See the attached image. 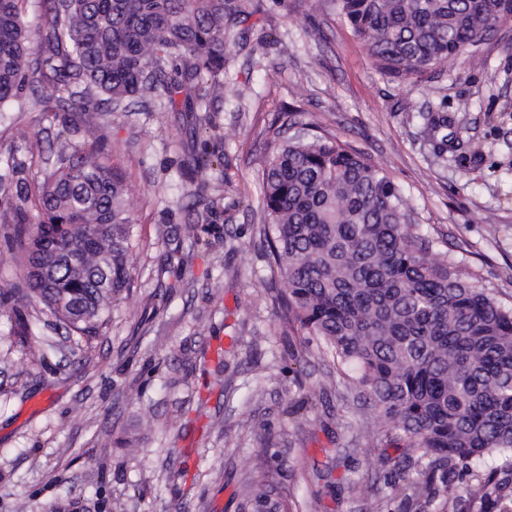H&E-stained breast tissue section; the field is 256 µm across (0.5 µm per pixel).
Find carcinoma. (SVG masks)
<instances>
[{"mask_svg":"<svg viewBox=\"0 0 512 512\" xmlns=\"http://www.w3.org/2000/svg\"><path fill=\"white\" fill-rule=\"evenodd\" d=\"M376 67L407 82L463 55L512 22V0H332ZM45 21L31 30L32 6ZM233 0H0V121L31 103L61 126L55 161L9 152L0 166V226L8 260L68 333L90 342L131 288L133 224L126 170L105 153L104 135L76 112H115L164 96L198 129L210 92L224 80ZM271 128L261 161L259 208L266 255L283 283L286 333L316 341L336 368L353 371L381 419L386 444L412 448L384 476L409 512H428L436 487L464 488L479 512H512V305L438 262L408 232L414 221L387 167L327 131ZM81 141L71 143L68 136ZM220 163L188 145V178ZM196 223L215 202L190 192ZM499 465L476 466L487 456ZM275 454L263 452L243 484L239 512H295Z\"/></svg>","mask_w":512,"mask_h":512,"instance_id":"carcinoma-1","label":"carcinoma"}]
</instances>
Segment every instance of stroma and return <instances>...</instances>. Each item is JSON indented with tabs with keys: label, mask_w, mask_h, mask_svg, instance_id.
Here are the masks:
<instances>
[{
	"label": "stroma",
	"mask_w": 512,
	"mask_h": 512,
	"mask_svg": "<svg viewBox=\"0 0 512 512\" xmlns=\"http://www.w3.org/2000/svg\"><path fill=\"white\" fill-rule=\"evenodd\" d=\"M215 130L190 135L180 113L91 112L129 176L132 286L108 333L76 344L35 301L15 297L23 272L0 264V512H238L258 454L278 452L300 512H369L386 501L374 410L360 390L286 337L283 289L264 258L257 169L279 113L332 131L386 162L417 213L416 233L453 252L465 273L512 302V24L465 61L404 82L379 72L331 0H234ZM448 115L436 156L428 117ZM40 110L0 124V153L56 151ZM227 152L200 172L216 200L208 234L179 165L190 138ZM190 249L171 264L177 245ZM53 350L35 357L16 318ZM223 356H216V348ZM325 402L302 408L308 387Z\"/></svg>",
	"instance_id": "1"
}]
</instances>
